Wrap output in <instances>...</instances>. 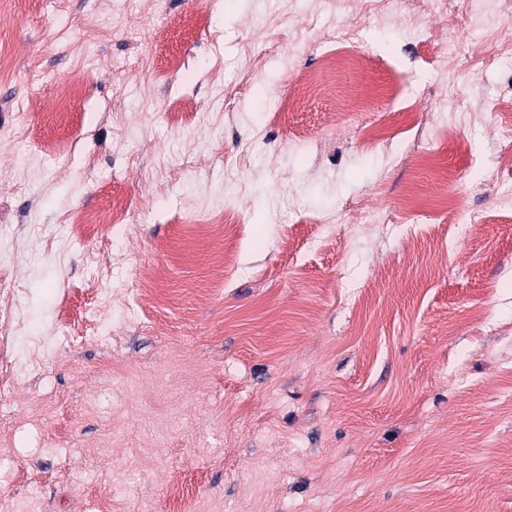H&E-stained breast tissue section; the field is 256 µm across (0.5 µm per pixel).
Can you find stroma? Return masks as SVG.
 Returning <instances> with one entry per match:
<instances>
[{
    "label": "stroma",
    "instance_id": "1",
    "mask_svg": "<svg viewBox=\"0 0 512 512\" xmlns=\"http://www.w3.org/2000/svg\"><path fill=\"white\" fill-rule=\"evenodd\" d=\"M463 0H30L0 44V316L21 302L24 368L0 394V512H512V57L445 91ZM360 28L350 77L290 124L288 70ZM403 141L380 166L365 130ZM480 124L436 139L448 112ZM304 132L291 150V129ZM453 169L455 181L443 180ZM123 198L119 234L74 213ZM414 198L407 211L402 203ZM384 232L351 237L364 207ZM231 211L246 233L223 265ZM342 222L321 247L308 219ZM129 262H112L115 250ZM149 269V301L138 279Z\"/></svg>",
    "mask_w": 512,
    "mask_h": 512
}]
</instances>
